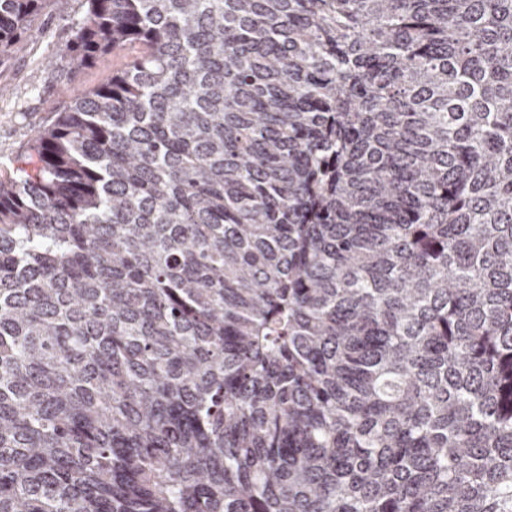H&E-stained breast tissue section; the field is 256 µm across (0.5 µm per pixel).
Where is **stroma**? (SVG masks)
<instances>
[{"label":"stroma","mask_w":512,"mask_h":512,"mask_svg":"<svg viewBox=\"0 0 512 512\" xmlns=\"http://www.w3.org/2000/svg\"><path fill=\"white\" fill-rule=\"evenodd\" d=\"M86 15L85 0H45L20 51L0 66V178L16 176L29 159L31 138L78 91L97 85L129 60L130 51L72 69L62 54Z\"/></svg>","instance_id":"35a3bbf8"}]
</instances>
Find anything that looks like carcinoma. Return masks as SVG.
Segmentation results:
<instances>
[{
    "label": "carcinoma",
    "mask_w": 512,
    "mask_h": 512,
    "mask_svg": "<svg viewBox=\"0 0 512 512\" xmlns=\"http://www.w3.org/2000/svg\"><path fill=\"white\" fill-rule=\"evenodd\" d=\"M130 46L0 180V512H512V0H87L66 55Z\"/></svg>",
    "instance_id": "carcinoma-1"
}]
</instances>
